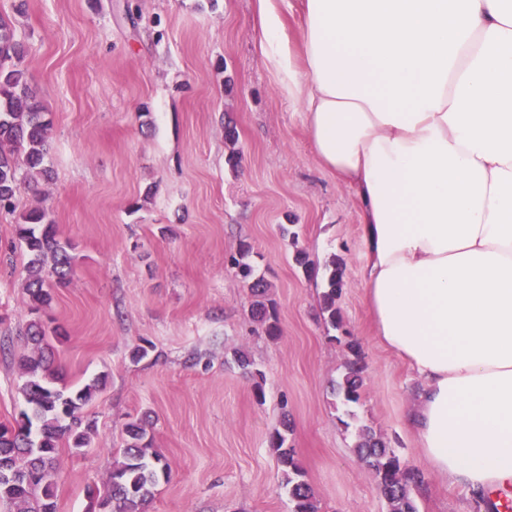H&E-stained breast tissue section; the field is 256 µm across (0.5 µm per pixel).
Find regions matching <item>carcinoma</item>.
I'll return each instance as SVG.
<instances>
[{"label": "carcinoma", "instance_id": "cac0c4a2", "mask_svg": "<svg viewBox=\"0 0 512 512\" xmlns=\"http://www.w3.org/2000/svg\"><path fill=\"white\" fill-rule=\"evenodd\" d=\"M23 47L17 39L13 22L0 15V209H10L20 184L22 170H34L43 164L50 121L30 91L25 72L18 66ZM16 236L27 256L24 267L26 288L39 312L51 301L50 289L63 284L74 273L71 245L61 240L55 225L47 220L43 208L32 209L17 224ZM251 249L240 248L231 257V265L248 284L253 319L269 336L279 332L274 306L268 297L270 284L257 274L250 260ZM327 290L322 295V313L326 323L336 328L339 319L336 295L342 287V274L336 260L326 267ZM27 336L37 350H42L46 329L40 319H32ZM25 380L20 387L26 408L18 418L0 424V502L15 506L14 512H56L55 476L59 443L67 440L71 448L89 445L90 425L84 423V408L99 388L94 380L78 389L56 386V376L43 355L22 360ZM362 367L357 359H346L344 371L333 386V393L347 414L361 399ZM290 423L283 420V430L270 439L282 467L283 488L293 503L292 512H320L305 472L288 447ZM127 436L122 459L112 464L105 495L98 507L110 512H147L155 488L167 478L170 464L150 450L147 430L140 422L126 424ZM355 453L359 461L378 479L380 491L390 512H419L411 494L415 475L406 471L400 458L368 425L355 427Z\"/></svg>", "mask_w": 512, "mask_h": 512}]
</instances>
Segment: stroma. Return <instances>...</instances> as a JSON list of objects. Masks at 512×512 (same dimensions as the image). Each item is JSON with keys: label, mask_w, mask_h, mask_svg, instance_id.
Masks as SVG:
<instances>
[{"label": "stroma", "mask_w": 512, "mask_h": 512, "mask_svg": "<svg viewBox=\"0 0 512 512\" xmlns=\"http://www.w3.org/2000/svg\"><path fill=\"white\" fill-rule=\"evenodd\" d=\"M0 14L50 122L42 170L0 211V423L24 407L20 362L34 353L15 234L27 210L46 209L75 256L41 314L60 331L54 367L72 388L104 380L84 413L88 447L60 448L57 512H88V489H105L126 424L143 416L171 464L149 512H291L269 443L286 419L321 512H389L333 393L350 341L364 379L356 419L418 474L419 512H481L432 474L405 428L419 382L364 304L360 203L280 98L255 0H0ZM243 243L271 284L278 337L253 320L228 263ZM299 250L320 267L341 260L340 328L324 321V280L296 265ZM146 341L153 351L133 362ZM237 351L261 378L231 365Z\"/></svg>", "instance_id": "obj_1"}]
</instances>
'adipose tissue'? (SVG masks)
<instances>
[{"mask_svg": "<svg viewBox=\"0 0 512 512\" xmlns=\"http://www.w3.org/2000/svg\"><path fill=\"white\" fill-rule=\"evenodd\" d=\"M274 0L260 54L361 201L360 277L420 387L405 425L477 496L512 483V0ZM278 6L290 45L295 51L300 47L302 2L300 0H279Z\"/></svg>", "mask_w": 512, "mask_h": 512, "instance_id": "1", "label": "adipose tissue"}]
</instances>
